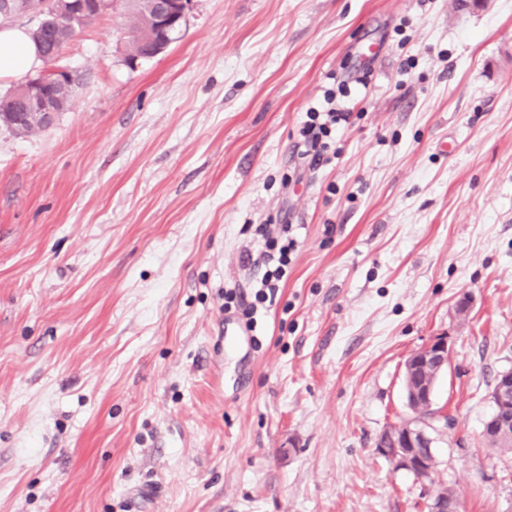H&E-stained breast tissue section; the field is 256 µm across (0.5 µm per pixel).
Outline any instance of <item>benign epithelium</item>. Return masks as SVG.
Masks as SVG:
<instances>
[{
  "label": "benign epithelium",
  "mask_w": 512,
  "mask_h": 512,
  "mask_svg": "<svg viewBox=\"0 0 512 512\" xmlns=\"http://www.w3.org/2000/svg\"><path fill=\"white\" fill-rule=\"evenodd\" d=\"M62 3L56 15L59 26L66 25L68 19L95 4L99 9L109 12L114 8L112 0H58ZM192 0H145V6L152 11L158 22L162 37L157 41V52H163L170 44L172 34L177 31L186 18ZM22 5L25 16L39 19L47 8L46 0H0V12H9L16 5ZM18 101L33 116L45 124H51L56 118V104L45 96L37 85L32 84L18 95ZM450 346L448 338L437 337L422 349L413 352L404 363V377L408 380L407 404L416 414L412 422L389 427L381 435L377 450L388 457L399 469L411 472L417 479L425 482L434 470V460L415 453L419 441L426 438L427 430L420 425L421 413L430 409L432 384L423 383L414 386L412 379L417 372H431L435 375L448 368ZM494 412L484 423L483 433L493 435L499 441L512 439V370L500 373L491 394ZM424 512H463L461 502L448 501L446 495L431 486L424 487Z\"/></svg>",
  "instance_id": "benign-epithelium-1"
}]
</instances>
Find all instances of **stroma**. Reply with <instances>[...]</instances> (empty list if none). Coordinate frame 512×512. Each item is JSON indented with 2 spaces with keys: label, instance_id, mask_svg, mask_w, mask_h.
Segmentation results:
<instances>
[{
  "label": "stroma",
  "instance_id": "stroma-1",
  "mask_svg": "<svg viewBox=\"0 0 512 512\" xmlns=\"http://www.w3.org/2000/svg\"><path fill=\"white\" fill-rule=\"evenodd\" d=\"M130 24L68 45L49 128L0 127V512H421L376 444L437 336L433 481L512 512L482 434L512 369V0H193L133 66ZM282 214L288 275L227 349ZM325 100L334 107L322 112H307L308 120L300 131L305 147L304 157L309 158L313 165L329 163L335 157L336 150H331L333 132L336 133L337 125L347 123L350 116V112L336 108V95L330 90L325 93Z\"/></svg>",
  "mask_w": 512,
  "mask_h": 512
}]
</instances>
